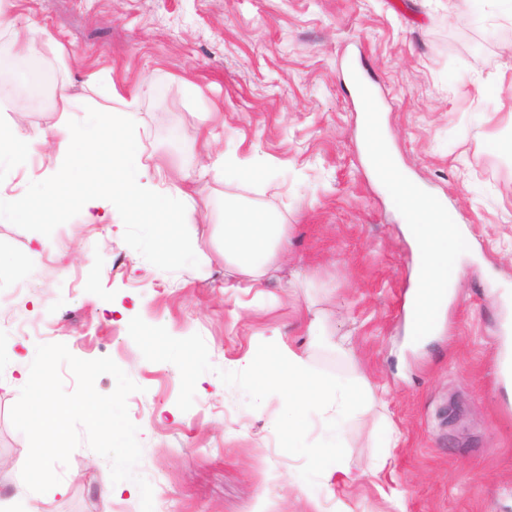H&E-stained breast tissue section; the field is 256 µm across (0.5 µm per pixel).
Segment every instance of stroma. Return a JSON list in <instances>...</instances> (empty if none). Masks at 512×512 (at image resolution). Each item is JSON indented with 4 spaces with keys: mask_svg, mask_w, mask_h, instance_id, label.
Instances as JSON below:
<instances>
[{
    "mask_svg": "<svg viewBox=\"0 0 512 512\" xmlns=\"http://www.w3.org/2000/svg\"><path fill=\"white\" fill-rule=\"evenodd\" d=\"M26 31L51 88L74 112L111 111L112 83L135 101L137 151L174 192L202 156L264 171L258 181L210 165L188 223L198 267L161 270L128 246L116 219L78 214L52 235L0 222V503L15 512H141L108 496L110 462L87 445L61 482L16 501L29 445L11 409L40 344L111 357L139 390L128 400L154 512H512V374L500 358L512 323V18L494 0H0ZM368 82L406 174L445 199L470 251L427 344H406L412 288L404 214L365 161L351 77ZM62 118L23 73H0V126L31 152L0 169L23 196L68 150ZM285 224L289 250L261 296L236 290L224 262V204ZM324 335L311 343L307 326ZM309 350L320 375L359 377L370 411L341 433L339 462L363 474L331 488L316 451L284 432L288 398L242 364L262 337ZM398 439L375 466L378 437Z\"/></svg>",
    "mask_w": 512,
    "mask_h": 512,
    "instance_id": "35a3bbf8",
    "label": "stroma"
}]
</instances>
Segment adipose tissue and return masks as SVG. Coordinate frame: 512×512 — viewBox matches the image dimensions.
Returning a JSON list of instances; mask_svg holds the SVG:
<instances>
[{
	"mask_svg": "<svg viewBox=\"0 0 512 512\" xmlns=\"http://www.w3.org/2000/svg\"><path fill=\"white\" fill-rule=\"evenodd\" d=\"M365 142L373 166L385 182L393 202L408 217V232L421 261L417 280L423 285L425 305L439 304L455 287L462 246L456 224L441 220L431 200L411 181L399 177L397 166L383 147L384 132L375 115L366 119ZM288 253L285 227L260 214H245L234 202L224 205V259L236 264L248 277L249 287H259L267 268ZM245 365L257 381L274 384L288 394V441L298 444L303 419L309 409L331 413L329 436L320 450L325 479L341 470L336 450L341 422L359 410H369L375 399L371 388L356 380L318 376L305 351L288 345L279 335L264 337Z\"/></svg>",
	"mask_w": 512,
	"mask_h": 512,
	"instance_id": "obj_1",
	"label": "adipose tissue"
}]
</instances>
